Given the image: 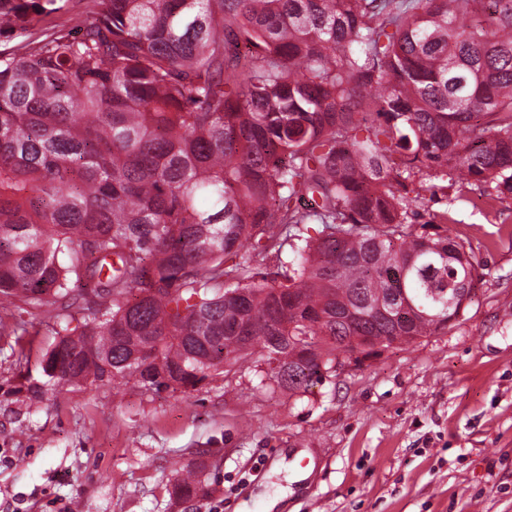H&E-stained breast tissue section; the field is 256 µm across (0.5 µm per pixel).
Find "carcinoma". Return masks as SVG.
<instances>
[{"label": "carcinoma", "instance_id": "cac0c4a2", "mask_svg": "<svg viewBox=\"0 0 512 512\" xmlns=\"http://www.w3.org/2000/svg\"><path fill=\"white\" fill-rule=\"evenodd\" d=\"M58 2L0 0V34ZM423 166L512 192V0H92L0 50V336L44 310L52 386L193 389L259 353L295 393L474 287L407 221Z\"/></svg>", "mask_w": 512, "mask_h": 512}]
</instances>
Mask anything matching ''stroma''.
<instances>
[{
  "label": "stroma",
  "instance_id": "1",
  "mask_svg": "<svg viewBox=\"0 0 512 512\" xmlns=\"http://www.w3.org/2000/svg\"><path fill=\"white\" fill-rule=\"evenodd\" d=\"M413 224L471 245L478 283L430 336L379 345L291 394L256 355L194 390L135 379L40 395L41 312L0 338V512H512V193L407 182ZM205 492L171 494L178 475Z\"/></svg>",
  "mask_w": 512,
  "mask_h": 512
}]
</instances>
